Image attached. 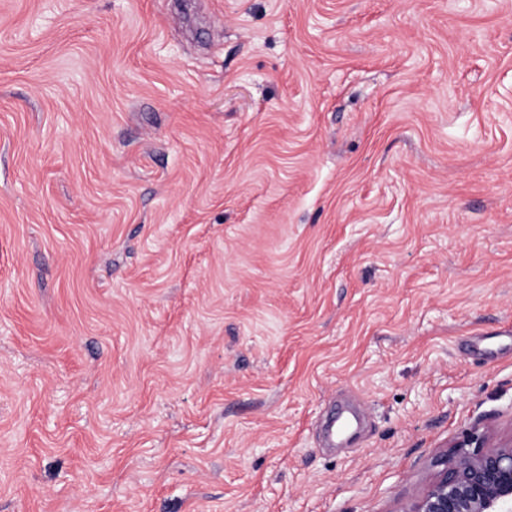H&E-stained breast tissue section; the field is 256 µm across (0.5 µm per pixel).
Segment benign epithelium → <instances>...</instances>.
<instances>
[{
  "label": "benign epithelium",
  "instance_id": "1",
  "mask_svg": "<svg viewBox=\"0 0 512 512\" xmlns=\"http://www.w3.org/2000/svg\"><path fill=\"white\" fill-rule=\"evenodd\" d=\"M437 465L405 512H512V436L497 439L475 427Z\"/></svg>",
  "mask_w": 512,
  "mask_h": 512
}]
</instances>
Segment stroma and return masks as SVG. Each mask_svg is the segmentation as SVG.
<instances>
[{
	"instance_id": "obj_1",
	"label": "stroma",
	"mask_w": 512,
	"mask_h": 512,
	"mask_svg": "<svg viewBox=\"0 0 512 512\" xmlns=\"http://www.w3.org/2000/svg\"><path fill=\"white\" fill-rule=\"evenodd\" d=\"M512 432V0H0V512H405Z\"/></svg>"
}]
</instances>
